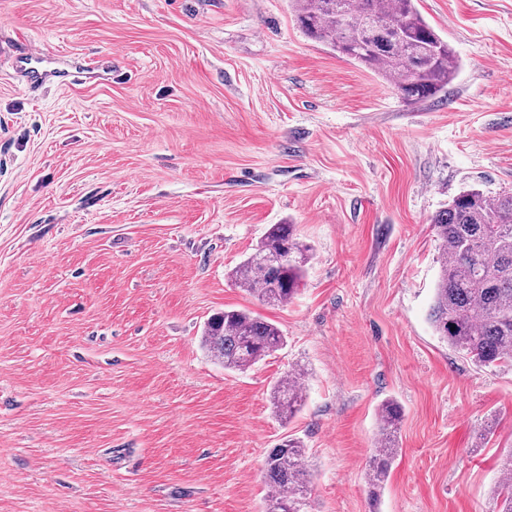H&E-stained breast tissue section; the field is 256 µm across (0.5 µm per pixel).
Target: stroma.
Here are the masks:
<instances>
[{
	"instance_id": "35a3bbf8",
	"label": "stroma",
	"mask_w": 512,
	"mask_h": 512,
	"mask_svg": "<svg viewBox=\"0 0 512 512\" xmlns=\"http://www.w3.org/2000/svg\"><path fill=\"white\" fill-rule=\"evenodd\" d=\"M417 8L461 68L410 104L290 0H0V512H263L289 436L311 512H495L512 369L433 330L429 219L512 189V0ZM30 47L112 74L30 88ZM273 224L312 247L282 306L230 277ZM231 307L286 345L214 363L202 329ZM297 368L283 421L270 389ZM388 399L399 452L373 504Z\"/></svg>"
}]
</instances>
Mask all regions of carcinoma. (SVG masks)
Returning <instances> with one entry per match:
<instances>
[{
	"mask_svg": "<svg viewBox=\"0 0 512 512\" xmlns=\"http://www.w3.org/2000/svg\"><path fill=\"white\" fill-rule=\"evenodd\" d=\"M300 27L340 55L389 80L408 103L444 91L458 70L448 41L424 19L415 0H292ZM347 11L348 22L336 17ZM392 29L378 36L371 20ZM430 224L442 242L440 276L430 321L435 332L478 368L512 367V192H460ZM311 259V246L293 224H273L232 276L259 301L279 306L293 298ZM285 343L273 323L247 311L226 309L207 321L202 346L226 370L242 371ZM304 372L292 371L275 384L271 401L280 418L303 407ZM380 440L372 450L369 486L379 496L398 448L401 409L394 401L378 411ZM268 489L264 512H308L309 467L303 443L285 439L268 453L263 469ZM498 512H512V452L491 490Z\"/></svg>",
	"mask_w": 512,
	"mask_h": 512,
	"instance_id": "cac0c4a2",
	"label": "carcinoma"
}]
</instances>
